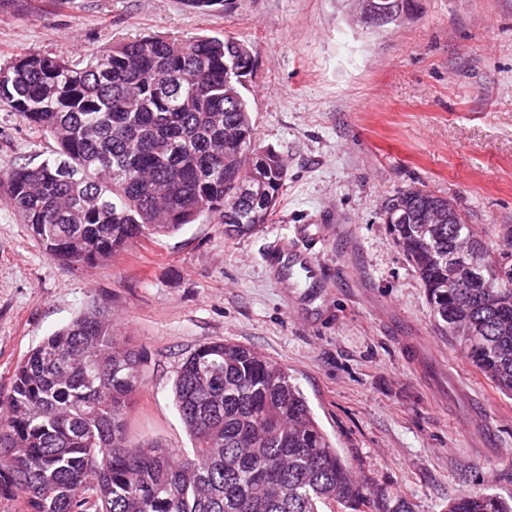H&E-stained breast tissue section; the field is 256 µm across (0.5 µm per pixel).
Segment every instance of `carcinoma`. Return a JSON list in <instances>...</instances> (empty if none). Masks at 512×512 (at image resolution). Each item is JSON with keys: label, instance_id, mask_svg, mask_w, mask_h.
<instances>
[{"label": "carcinoma", "instance_id": "1", "mask_svg": "<svg viewBox=\"0 0 512 512\" xmlns=\"http://www.w3.org/2000/svg\"><path fill=\"white\" fill-rule=\"evenodd\" d=\"M413 0H357L394 24ZM252 48L234 37L148 35L89 59L38 52L0 67V106L52 141L37 165L0 169V189L47 255L76 267L205 215L227 237L270 221L287 164L257 143L244 95ZM448 198L411 187L384 223L418 276L435 321L512 397V225L496 245ZM143 356L94 302L31 349L0 396L5 512H412L367 492L320 427L288 368L231 342L182 362L174 404L192 440L174 455L131 447L126 417ZM446 512H512L469 492Z\"/></svg>", "mask_w": 512, "mask_h": 512}]
</instances>
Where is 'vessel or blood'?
Masks as SVG:
<instances>
[{"label": "vessel or blood", "instance_id": "vessel-or-blood-1", "mask_svg": "<svg viewBox=\"0 0 512 512\" xmlns=\"http://www.w3.org/2000/svg\"><path fill=\"white\" fill-rule=\"evenodd\" d=\"M310 235L309 226L298 228L295 237L279 240L270 246L264 262L271 276L288 288L304 283V306H312L323 298L324 265L305 244Z\"/></svg>", "mask_w": 512, "mask_h": 512}]
</instances>
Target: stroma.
Here are the masks:
<instances>
[{
  "mask_svg": "<svg viewBox=\"0 0 512 512\" xmlns=\"http://www.w3.org/2000/svg\"><path fill=\"white\" fill-rule=\"evenodd\" d=\"M153 34L254 50L257 139L288 162L278 208L243 237L204 216L76 268L0 202V392L29 350L98 299L146 354L131 442L191 450L177 371L199 346L229 341L285 365L357 476L413 512H445L470 491L511 498L512 399L440 330L383 214L416 186L454 200L489 243L512 224V0H417L376 30L352 23L349 0H224L208 13L186 0H27L0 13V66ZM48 154L42 131L0 107V167ZM301 224L330 279L313 325L262 262Z\"/></svg>",
  "mask_w": 512,
  "mask_h": 512,
  "instance_id": "35a3bbf8",
  "label": "stroma"
}]
</instances>
